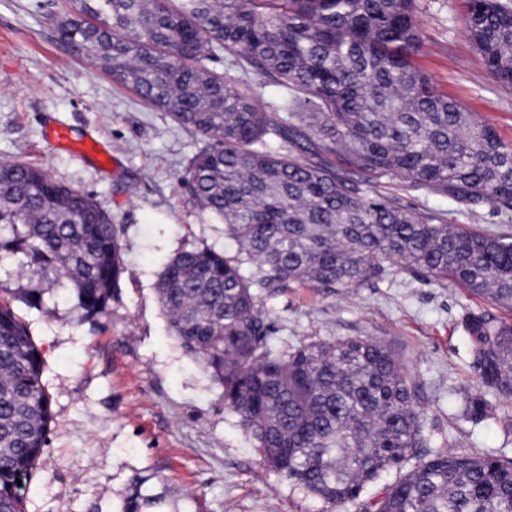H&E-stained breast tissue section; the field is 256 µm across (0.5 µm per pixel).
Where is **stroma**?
Returning <instances> with one entry per match:
<instances>
[{"mask_svg":"<svg viewBox=\"0 0 512 512\" xmlns=\"http://www.w3.org/2000/svg\"><path fill=\"white\" fill-rule=\"evenodd\" d=\"M63 0H0V161L48 168L58 182L95 198L108 213L123 255L120 285L105 314L87 318L73 298L48 289L23 255L0 254V298L11 301L41 350L54 421L28 487L26 512H120L134 475L166 495L156 512H353L292 487L262 462L221 387L169 331L154 283L183 250L235 252L224 226L194 205L179 177L203 137L70 55L56 33ZM462 0H418L426 49L417 68L477 119L512 143V87L500 84L463 39ZM271 101L276 87L254 69L207 63ZM93 136L103 166L55 147L48 121ZM380 191L407 208L447 214L454 224L512 236V220L488 208H449L445 195L398 179ZM42 289L41 300L29 291ZM277 345L373 338L388 344L418 386L426 429L444 449L512 458V399L493 397L495 419L459 415L463 393L478 394L464 333L472 313L512 312L452 283H430L401 268L363 287L292 285L257 291Z\"/></svg>","mask_w":512,"mask_h":512,"instance_id":"35a3bbf8","label":"stroma"}]
</instances>
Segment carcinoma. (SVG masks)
<instances>
[{"label":"carcinoma","instance_id":"obj_1","mask_svg":"<svg viewBox=\"0 0 512 512\" xmlns=\"http://www.w3.org/2000/svg\"><path fill=\"white\" fill-rule=\"evenodd\" d=\"M464 41L512 85V0H464ZM59 40L180 126L214 140L181 177L238 252L181 251L155 291L183 351L224 390V410L289 484L355 512H512V458L431 447L425 410L392 349L343 338L281 347L257 288H360L398 263L512 309V238L370 195L336 171L428 186L471 212L512 211V144L412 64L414 0H67ZM222 53L282 90L263 104L205 61ZM279 138L308 154L281 153ZM0 250L67 280L85 317L119 288L123 245L107 213L48 169L0 162ZM478 386L512 396V322L464 321ZM44 358L0 303V512H23L52 420ZM475 424L495 417L462 397ZM404 471L374 496L388 471ZM132 482L122 512L164 495Z\"/></svg>","mask_w":512,"mask_h":512}]
</instances>
